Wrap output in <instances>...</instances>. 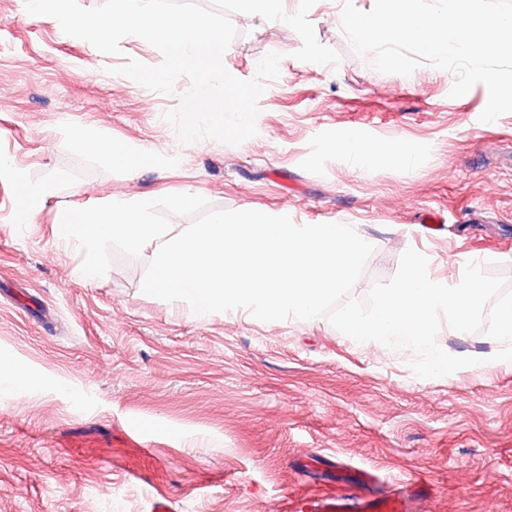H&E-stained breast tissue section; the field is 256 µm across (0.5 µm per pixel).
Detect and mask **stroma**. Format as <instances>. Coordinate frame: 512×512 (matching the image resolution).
<instances>
[{"label": "stroma", "instance_id": "obj_1", "mask_svg": "<svg viewBox=\"0 0 512 512\" xmlns=\"http://www.w3.org/2000/svg\"><path fill=\"white\" fill-rule=\"evenodd\" d=\"M341 0L309 12L337 65L302 62L288 26L236 14L224 66L247 80L266 54L279 75L259 100L258 133L239 145L182 144L163 119L190 84L163 95L115 74L161 63L125 37L105 55L57 20L0 0V358L23 368L0 385V512H280L295 485L329 462L438 487L427 512H512V364L420 378L415 354L360 344L327 319H197L190 306L141 290L155 244L114 253L109 271L79 279L81 256L57 236L61 209L111 196L205 197L213 208L350 224L374 251L353 295L365 298L415 248L431 274L458 281L465 264L512 280V113L480 122L488 90L449 92L430 65L383 74L342 32ZM384 147L406 143L409 165L354 166L336 132ZM88 133L158 156L129 171L75 146ZM57 181L31 223L16 221V174ZM445 222L434 231L427 212ZM455 356L492 357L485 333L441 326Z\"/></svg>", "mask_w": 512, "mask_h": 512}]
</instances>
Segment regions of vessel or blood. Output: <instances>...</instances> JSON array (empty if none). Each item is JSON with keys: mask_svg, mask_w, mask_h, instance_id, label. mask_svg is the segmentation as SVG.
<instances>
[{"mask_svg": "<svg viewBox=\"0 0 512 512\" xmlns=\"http://www.w3.org/2000/svg\"><path fill=\"white\" fill-rule=\"evenodd\" d=\"M381 476L365 468L341 472L317 488L291 491L282 512H421L437 493L435 483L422 477L401 479L390 490H381Z\"/></svg>", "mask_w": 512, "mask_h": 512, "instance_id": "vessel-or-blood-1", "label": "vessel or blood"}]
</instances>
